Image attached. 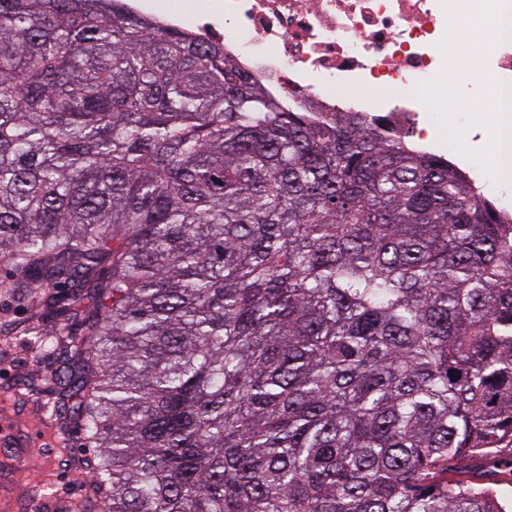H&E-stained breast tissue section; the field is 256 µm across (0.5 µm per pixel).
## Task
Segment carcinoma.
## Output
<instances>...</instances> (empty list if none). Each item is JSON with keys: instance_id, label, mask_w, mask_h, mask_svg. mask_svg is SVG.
Segmentation results:
<instances>
[{"instance_id": "cac0c4a2", "label": "carcinoma", "mask_w": 512, "mask_h": 512, "mask_svg": "<svg viewBox=\"0 0 512 512\" xmlns=\"http://www.w3.org/2000/svg\"><path fill=\"white\" fill-rule=\"evenodd\" d=\"M408 138L118 0H0V288L56 306L81 512H512V218Z\"/></svg>"}]
</instances>
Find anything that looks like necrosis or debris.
<instances>
[{
  "mask_svg": "<svg viewBox=\"0 0 512 512\" xmlns=\"http://www.w3.org/2000/svg\"><path fill=\"white\" fill-rule=\"evenodd\" d=\"M195 0L193 19L159 15L191 36L219 41L250 81L288 110L390 116L420 131L424 107L410 96L443 67L448 30L440 0H222L223 29ZM383 96L370 95L373 87Z\"/></svg>",
  "mask_w": 512,
  "mask_h": 512,
  "instance_id": "necrosis-or-debris-1",
  "label": "necrosis or debris"
}]
</instances>
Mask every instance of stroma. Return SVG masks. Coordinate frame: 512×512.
I'll return each instance as SVG.
<instances>
[{"label": "stroma", "mask_w": 512, "mask_h": 512, "mask_svg": "<svg viewBox=\"0 0 512 512\" xmlns=\"http://www.w3.org/2000/svg\"><path fill=\"white\" fill-rule=\"evenodd\" d=\"M50 305L39 311L0 291V426L28 430L32 442L19 451L22 466L0 454V512L30 497L43 512H65L90 487L84 462L95 450L71 412L69 398L51 376L63 350L39 352L37 339L54 328Z\"/></svg>", "instance_id": "obj_1"}]
</instances>
